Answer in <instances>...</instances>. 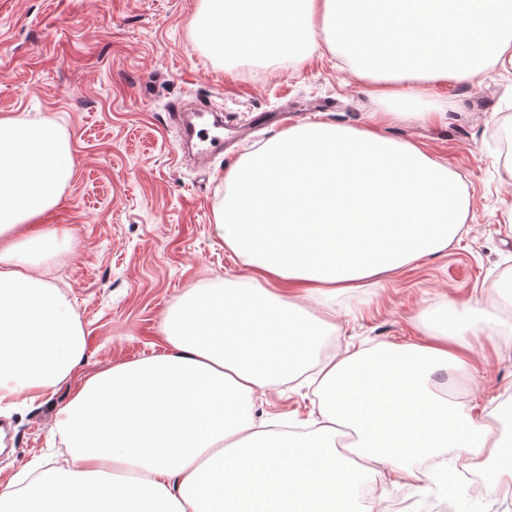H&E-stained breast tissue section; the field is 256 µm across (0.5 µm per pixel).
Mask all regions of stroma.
Instances as JSON below:
<instances>
[{"label": "stroma", "instance_id": "1", "mask_svg": "<svg viewBox=\"0 0 512 512\" xmlns=\"http://www.w3.org/2000/svg\"><path fill=\"white\" fill-rule=\"evenodd\" d=\"M203 0H0V117L50 122L70 143L74 167L60 203L42 221L69 236L40 267L74 307L87 337L83 379L114 365L166 350L167 309L200 282L241 281L251 268L217 233L215 211L225 176L240 157L291 124L312 119L342 126L369 123L367 87L341 58L320 48L302 66L285 56L224 61L199 38L194 20ZM181 101L224 115V148L201 166L177 155L179 129L170 116ZM420 108L445 118L407 119L389 137L421 145L455 172L470 199L462 237L447 251L368 280L337 297L335 350L418 339L416 316L512 279V175L495 147V131L512 128V64L474 81L428 86ZM507 336L472 337L478 371L462 401L482 415L512 393ZM73 385L0 410L13 436L0 452V479L36 462L60 465L64 445L56 412ZM316 387L288 383L258 394L257 418L309 424ZM376 502L404 512L445 504L430 482L376 479Z\"/></svg>", "mask_w": 512, "mask_h": 512}]
</instances>
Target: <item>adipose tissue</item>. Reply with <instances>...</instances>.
Instances as JSON below:
<instances>
[{
	"label": "adipose tissue",
	"mask_w": 512,
	"mask_h": 512,
	"mask_svg": "<svg viewBox=\"0 0 512 512\" xmlns=\"http://www.w3.org/2000/svg\"><path fill=\"white\" fill-rule=\"evenodd\" d=\"M196 24L211 51L236 58L243 45L280 56L289 42L311 55L376 47L379 66L351 64L372 105L368 126L311 120L243 155L215 214L226 246L252 269L186 291L168 309L170 353L88 377L58 412L64 466L38 478L42 512H128L150 498L157 512H226L247 493L240 461L267 476L284 512H374L358 504L355 479L418 481L423 458L454 449L465 468L488 473L487 491L512 484V424L496 410L475 417L435 381L449 369L472 377L469 335H499L484 300L446 304L420 320L421 340L321 357L332 326L305 302L327 309L356 283L448 247L466 222L469 199L447 166L411 142L386 136L412 110L420 87L473 80L512 62V0H375L360 21L353 0H203ZM457 64H449V50ZM70 144L48 123L0 118V408L48 396L73 380L86 358L83 326L57 288L37 274L66 237L42 217L72 174ZM260 183L263 204L238 188L241 172ZM387 200L384 223L406 216L411 234L387 238L383 257L343 264L333 231L365 192ZM274 234L256 238L249 225ZM313 372L319 418L298 435L256 423L253 400L286 379Z\"/></svg>",
	"instance_id": "adipose-tissue-1"
}]
</instances>
